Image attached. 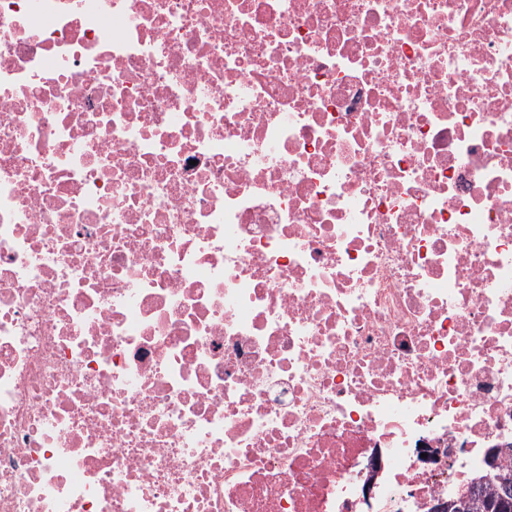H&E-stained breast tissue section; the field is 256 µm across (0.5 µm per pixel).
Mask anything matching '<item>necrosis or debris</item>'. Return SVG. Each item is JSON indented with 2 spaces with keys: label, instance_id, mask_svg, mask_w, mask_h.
Here are the masks:
<instances>
[{
  "label": "necrosis or debris",
  "instance_id": "necrosis-or-debris-1",
  "mask_svg": "<svg viewBox=\"0 0 512 512\" xmlns=\"http://www.w3.org/2000/svg\"><path fill=\"white\" fill-rule=\"evenodd\" d=\"M511 446L512 0H0V512H429Z\"/></svg>",
  "mask_w": 512,
  "mask_h": 512
}]
</instances>
